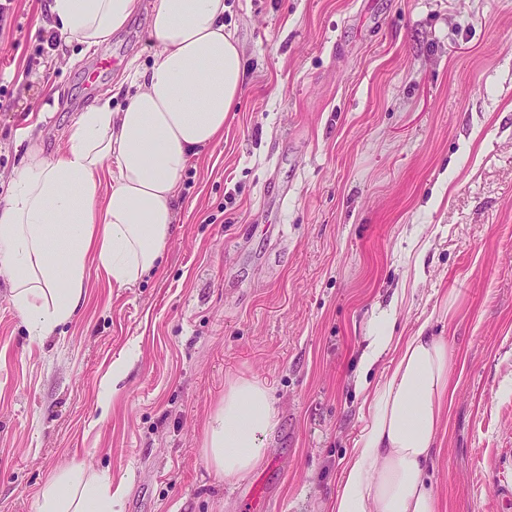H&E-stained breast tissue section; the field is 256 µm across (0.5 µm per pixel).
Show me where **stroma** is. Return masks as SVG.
I'll return each mask as SVG.
<instances>
[{"label": "stroma", "mask_w": 512, "mask_h": 512, "mask_svg": "<svg viewBox=\"0 0 512 512\" xmlns=\"http://www.w3.org/2000/svg\"><path fill=\"white\" fill-rule=\"evenodd\" d=\"M154 0L98 53L47 47V0L0 28V197L21 139L64 145L76 113L150 66ZM249 75L224 138L180 180L157 274L31 336L0 277V512H35L73 463L115 512H322L365 423L359 357L376 308L458 358L430 463L440 512H500L512 479V0H224ZM55 112L37 124L43 104ZM237 377L271 391L260 468L228 484L203 454ZM109 405H101L103 385Z\"/></svg>", "instance_id": "obj_1"}]
</instances>
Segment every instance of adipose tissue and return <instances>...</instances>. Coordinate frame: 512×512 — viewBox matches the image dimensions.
<instances>
[{
    "mask_svg": "<svg viewBox=\"0 0 512 512\" xmlns=\"http://www.w3.org/2000/svg\"><path fill=\"white\" fill-rule=\"evenodd\" d=\"M137 0H49L50 32L96 50L122 30ZM149 67L134 68L123 90L77 113L66 147L30 142L0 201V276L31 335L45 338L82 305L89 265L115 288L158 269L171 238L187 164L224 134L245 84L243 55L224 32V0H155ZM394 310L379 312L360 355L371 371L394 359L369 391L366 423L340 470L324 512H437L427 464L451 397L455 359L445 339L419 326L393 335ZM277 425L268 388L240 377L210 415L203 452L232 483L266 458ZM112 480L80 464L42 488L35 512H112Z\"/></svg>",
    "mask_w": 512,
    "mask_h": 512,
    "instance_id": "adipose-tissue-1",
    "label": "adipose tissue"
}]
</instances>
